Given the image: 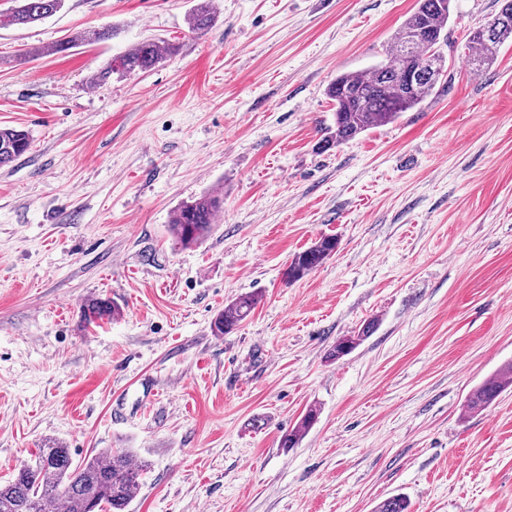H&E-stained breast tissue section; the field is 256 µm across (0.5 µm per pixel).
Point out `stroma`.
Returning a JSON list of instances; mask_svg holds the SVG:
<instances>
[{
	"instance_id": "obj_1",
	"label": "stroma",
	"mask_w": 512,
	"mask_h": 512,
	"mask_svg": "<svg viewBox=\"0 0 512 512\" xmlns=\"http://www.w3.org/2000/svg\"><path fill=\"white\" fill-rule=\"evenodd\" d=\"M192 5L65 0L0 28V126L31 142L0 167V481L53 444L126 448L149 462L127 512H512V388L463 409L512 361V41L478 72L465 47L497 0H452L433 93L343 144L328 84L384 60L416 0H213L200 35ZM158 39L178 54L90 84ZM211 191L212 233L174 245L176 208ZM93 296L120 317L85 324ZM197 3L188 14V30L193 34L203 33L213 21L211 0H194ZM109 35H110L109 31L105 30V29L89 30L87 32H83L80 35H77L76 37H74V39L49 46L48 48H46V50L40 52L39 54L62 53V52L69 50L70 48H72L73 45H75L74 43L80 42L82 44H93L95 42H98L100 40L107 38ZM337 245L336 237H322L310 247L293 255L284 273L286 280L296 282L303 279L314 268L333 255L336 252ZM257 299L253 295H245L237 298L231 305L218 313L213 321L212 331L216 336H223L234 330L241 322L245 321L254 310ZM374 327L375 322L369 321L368 323L363 325L362 329L359 330L357 336H346L339 339L336 342L334 348L331 350L330 356L335 357L337 359L348 354L357 345H359L361 341L365 340V338L368 337L370 332L373 331ZM510 386H512V362L503 365L495 374L487 377L470 392L464 405L465 413L484 411Z\"/></svg>"
}]
</instances>
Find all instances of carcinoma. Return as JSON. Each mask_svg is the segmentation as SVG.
Here are the masks:
<instances>
[{
    "label": "carcinoma",
    "mask_w": 512,
    "mask_h": 512,
    "mask_svg": "<svg viewBox=\"0 0 512 512\" xmlns=\"http://www.w3.org/2000/svg\"><path fill=\"white\" fill-rule=\"evenodd\" d=\"M452 0H417L415 10L402 24L389 47L386 61L374 65L366 74L342 73L327 90L335 103L336 143L349 141L365 131L396 120L400 113L415 108L435 89L446 72V59L441 52L450 17ZM500 8L486 25L471 32L467 50L470 62L479 71L490 64L497 48L512 38V0H499ZM64 5V0H16V6L0 12V28L40 22ZM213 21L211 0H197L188 14V30L203 33ZM109 36L105 29L89 30L71 40L46 48L51 54L62 53L80 42L93 44ZM179 46L171 42L147 40L112 57L101 70L90 77L94 85L153 70L176 55ZM30 139L22 130L0 127V167L12 163L28 151ZM224 209V194L212 191L175 210L170 232L176 244L188 247L201 242ZM336 238L319 239L293 255L285 278L296 282L307 276L336 252ZM253 295L237 298L218 313L212 331L222 336L234 330L254 310ZM120 309L108 299L90 298L83 305V320L93 324L104 318L113 319ZM375 322L363 325L355 336L339 339L330 356L340 358L352 351L373 331ZM512 386V362L487 377L468 395L465 412H482L500 394ZM317 410L309 408L298 425L286 434L282 447H294L309 430ZM149 464L126 448H107L82 461H74L70 450L59 446L40 448L34 458L8 481L0 484V512H46L57 503L62 512H125L140 489ZM374 512H409L408 500L393 495L378 503Z\"/></svg>",
    "instance_id": "obj_1"
}]
</instances>
